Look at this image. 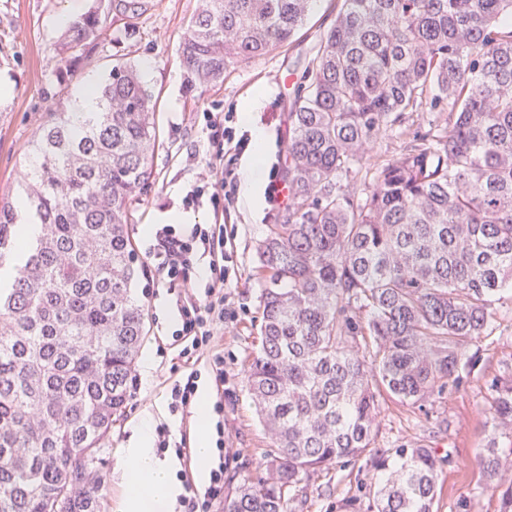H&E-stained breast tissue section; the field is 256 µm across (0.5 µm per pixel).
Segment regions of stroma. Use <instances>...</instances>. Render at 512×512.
<instances>
[{"label": "stroma", "mask_w": 512, "mask_h": 512, "mask_svg": "<svg viewBox=\"0 0 512 512\" xmlns=\"http://www.w3.org/2000/svg\"><path fill=\"white\" fill-rule=\"evenodd\" d=\"M200 0H149L137 21L134 40L103 38L89 60L57 78V45L69 21L86 15L94 0H0V78L11 93L0 102V198L14 199L18 181L32 155L39 123L57 104L73 108L75 95L85 85H101L115 62L132 60L149 65L145 84L156 101L155 124L159 147L149 186L137 195L129 226L137 254L150 244L146 227L161 223L164 215L187 212L191 223L210 224L209 205L184 209L182 199L200 174L206 173L209 154L201 115L237 112L255 94L266 97L254 112V127L267 136V169L278 168L288 135V112L305 57L331 27L342 0H319L297 41L270 52L258 62L231 70L223 83L211 86L203 98L188 93L180 62V36ZM269 204L246 209L235 204L224 217L233 226L232 249L237 281L225 289L224 334L218 351L224 355L225 495H232L241 476L257 477L271 441L260 423L246 383L245 370L257 346L262 282L256 272V245L271 222ZM142 301L147 333L140 353L151 358L149 371H135L131 396L123 415L99 452L97 479L103 489L100 512H122L125 487L117 473L123 450L134 427L145 414L166 425L172 438L188 434L198 440L196 418L181 419L168 409L173 383L189 368L173 346L171 334L179 315L167 286L143 278L135 290ZM480 357L467 383L421 407L387 401L381 413L376 445L386 455L395 448L417 444L437 457H451L442 469L440 492L433 512H499V493L477 463L490 435L488 420L493 403L488 389L496 377L512 375V302L499 307L491 331L473 345ZM373 469L368 458L342 462L317 472L296 498L295 512H376L366 484Z\"/></svg>", "instance_id": "35a3bbf8"}]
</instances>
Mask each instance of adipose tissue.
<instances>
[{"label":"adipose tissue","instance_id":"adipose-tissue-1","mask_svg":"<svg viewBox=\"0 0 512 512\" xmlns=\"http://www.w3.org/2000/svg\"><path fill=\"white\" fill-rule=\"evenodd\" d=\"M252 137L254 151L243 166L241 184L243 203L249 207L260 200L266 154L264 132L253 128ZM151 429V418H143L119 465V476L128 490L124 512H162L182 491L175 479L176 462L156 456Z\"/></svg>","mask_w":512,"mask_h":512}]
</instances>
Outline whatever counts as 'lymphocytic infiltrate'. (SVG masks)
<instances>
[{
  "label": "lymphocytic infiltrate",
  "mask_w": 512,
  "mask_h": 512,
  "mask_svg": "<svg viewBox=\"0 0 512 512\" xmlns=\"http://www.w3.org/2000/svg\"><path fill=\"white\" fill-rule=\"evenodd\" d=\"M233 113L206 112L202 115L208 144L214 150L213 163L208 174L183 199L185 206L208 200L214 214L229 210L233 203L236 177L233 169L223 164L224 147L232 145L235 151H244L247 136L237 135L231 122ZM227 230L220 224H195L182 230L175 224H158L146 252L149 266L156 272L175 296L180 314V325L172 338L180 345L182 357L206 359L216 386L224 384V358L211 354L215 337L224 333V290L236 279L234 254L227 247ZM208 270L205 287L195 280L197 265ZM215 446L212 467L206 483L198 484L187 471L179 477L185 492L178 500L175 512H212L224 500V403L215 401Z\"/></svg>",
  "instance_id": "obj_1"
}]
</instances>
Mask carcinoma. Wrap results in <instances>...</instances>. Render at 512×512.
Here are the masks:
<instances>
[{"instance_id": "obj_1", "label": "carcinoma", "mask_w": 512, "mask_h": 512, "mask_svg": "<svg viewBox=\"0 0 512 512\" xmlns=\"http://www.w3.org/2000/svg\"><path fill=\"white\" fill-rule=\"evenodd\" d=\"M317 0H201L181 34L186 88L293 43ZM147 0H97L68 24L59 76L109 18ZM83 127L51 112L33 140L22 239L0 201V512H98V451L124 413L140 343L143 275L131 203L158 147L152 96L132 62L112 66ZM428 114L399 153L371 155ZM288 208L257 246L265 288L248 383L272 441L264 471L224 512H294L291 489L374 450L383 402L424 406L464 386L468 349L512 300V0H342L291 111ZM492 432L512 426V377L490 383ZM489 441L479 464L501 480ZM90 450L91 479L73 467ZM374 478L377 512H433L446 460L395 450Z\"/></svg>"}]
</instances>
